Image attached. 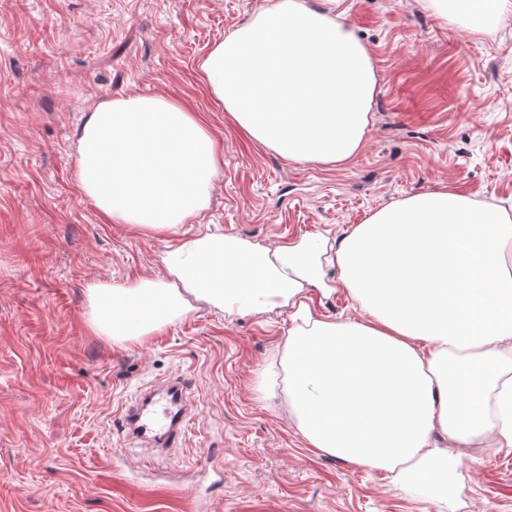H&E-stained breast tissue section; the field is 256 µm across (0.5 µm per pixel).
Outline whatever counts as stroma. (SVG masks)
I'll use <instances>...</instances> for the list:
<instances>
[{
  "label": "stroma",
  "mask_w": 512,
  "mask_h": 512,
  "mask_svg": "<svg viewBox=\"0 0 512 512\" xmlns=\"http://www.w3.org/2000/svg\"><path fill=\"white\" fill-rule=\"evenodd\" d=\"M277 0H0V512H512V448L463 457L442 498L310 448L288 396L265 399L299 306L367 320L322 263L325 289L233 315L196 303L142 342L86 324L85 288L163 276L204 233L268 250L336 241L378 209L445 186L512 220V0L481 30L425 0H342L378 88L365 145L337 166L249 141L204 89L210 48ZM162 94L224 143L210 201L178 231L105 223L78 189L82 126L102 101ZM175 372L197 418L152 472L122 407Z\"/></svg>",
  "instance_id": "1"
}]
</instances>
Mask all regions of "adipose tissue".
Returning a JSON list of instances; mask_svg holds the SVG:
<instances>
[{"label": "adipose tissue", "instance_id": "ef3b65f1", "mask_svg": "<svg viewBox=\"0 0 512 512\" xmlns=\"http://www.w3.org/2000/svg\"><path fill=\"white\" fill-rule=\"evenodd\" d=\"M482 26L504 0H427ZM209 94L251 140L294 161L344 165L362 150L377 90L350 26L279 0L216 43L202 65ZM224 144L163 95L106 100L80 136L76 181L109 224L174 233L206 205ZM323 241L276 253L204 235L165 253L166 274L90 282L86 321L134 344L193 302L231 314L287 305L321 276ZM340 282L367 322L305 318L288 336V371L266 370L263 396L286 389L311 447L370 470L460 489V448L512 447V225L447 188L372 213L336 243Z\"/></svg>", "mask_w": 512, "mask_h": 512}]
</instances>
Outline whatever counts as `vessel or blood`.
Returning <instances> with one entry per match:
<instances>
[{
	"mask_svg": "<svg viewBox=\"0 0 512 512\" xmlns=\"http://www.w3.org/2000/svg\"><path fill=\"white\" fill-rule=\"evenodd\" d=\"M191 419L188 383L179 374L173 375L161 391L143 395L123 411L125 428L132 440L161 448L172 447Z\"/></svg>",
	"mask_w": 512,
	"mask_h": 512,
	"instance_id": "1",
	"label": "vessel or blood"
}]
</instances>
